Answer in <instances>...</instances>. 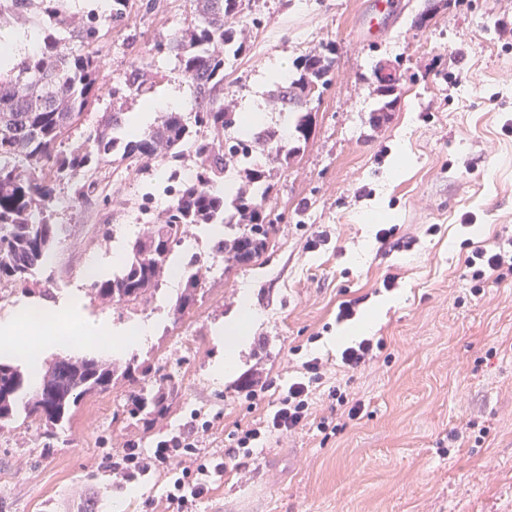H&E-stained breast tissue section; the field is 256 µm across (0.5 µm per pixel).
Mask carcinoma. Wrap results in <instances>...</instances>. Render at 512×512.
I'll return each instance as SVG.
<instances>
[{"instance_id":"obj_1","label":"carcinoma","mask_w":512,"mask_h":512,"mask_svg":"<svg viewBox=\"0 0 512 512\" xmlns=\"http://www.w3.org/2000/svg\"><path fill=\"white\" fill-rule=\"evenodd\" d=\"M69 0H0V21L29 23L41 36L38 48L19 59L0 42V289L23 291L38 284L37 270L61 240L63 225L53 221L56 208L96 205L107 201L105 181L112 171L143 174L159 159L170 169L172 198L163 220L148 224L130 245V254L112 277L90 284L87 296L96 307L147 310L163 286L170 258L197 224H222L228 233L214 245L224 269L245 265L268 247L273 221L265 204L274 190V171L284 168L307 145L312 132L311 87L326 88L333 71L332 49L311 50L295 63V74L280 84L276 99L297 114L294 136L273 128L247 125L224 109V60L240 56L246 44L235 24L250 0H192L193 19L155 47L166 46L183 78L193 88L190 117L163 112L139 136L127 131L130 117L121 109L102 114L84 138L71 140L89 104L100 98L103 59L100 42L124 29L134 6L149 13L157 0H112L107 13L92 10L81 18ZM152 63L130 66L123 84L131 94L154 87ZM203 133L193 153L194 174L177 178L190 129ZM268 148L269 166L246 162L255 146ZM141 166L130 169L128 161ZM234 164L252 185L224 195V170ZM71 194L60 197L64 188ZM209 267L191 259L183 270L184 288L174 314L181 318L203 297ZM37 385L19 365L0 360V432L15 429L19 420L34 422L51 437L69 424L80 402L119 384L136 386L128 396L127 413L153 418L167 414L175 392L172 376L159 367L102 356L55 357L35 369Z\"/></svg>"}]
</instances>
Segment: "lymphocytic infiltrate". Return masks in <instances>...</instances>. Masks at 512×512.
<instances>
[{"label":"lymphocytic infiltrate","instance_id":"lymphocytic-infiltrate-1","mask_svg":"<svg viewBox=\"0 0 512 512\" xmlns=\"http://www.w3.org/2000/svg\"><path fill=\"white\" fill-rule=\"evenodd\" d=\"M472 281L486 284L504 280L512 274V238L472 251L465 260ZM331 367L328 360L315 356L301 365V376L289 384L278 399L275 410L258 422L233 433L234 445L225 449L223 458L207 456L201 448L213 429L211 423L191 424L179 435L158 443L151 452H143L136 441H128L117 456L107 458L105 469L113 484L124 486L153 472L168 478L165 501L172 512H199L204 496L213 482L231 473L238 479L250 474L255 442L278 435L289 437L309 423L320 432L343 431L359 419L365 409L362 398L331 387L326 415L314 414V388L322 384Z\"/></svg>","mask_w":512,"mask_h":512}]
</instances>
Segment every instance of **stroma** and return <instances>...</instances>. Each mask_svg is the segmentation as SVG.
Listing matches in <instances>:
<instances>
[{"label":"stroma","mask_w":512,"mask_h":512,"mask_svg":"<svg viewBox=\"0 0 512 512\" xmlns=\"http://www.w3.org/2000/svg\"><path fill=\"white\" fill-rule=\"evenodd\" d=\"M370 0H257L239 25L250 49L226 70L224 103H250L276 116L275 60L295 63L332 44L333 82L314 103L315 125L303 153L280 170L265 205L274 222L267 250L229 272L214 268L202 301L174 318L181 283L166 277L154 312L81 304L75 317L113 330L151 322L138 360L162 366L177 392L160 420L127 418V388L86 397L56 436L34 425L0 434V512H146L167 482L162 473L112 486L97 464L128 439L152 450L190 423L211 421L205 446L222 455L227 435L270 413L312 356L334 366L320 396L339 385L363 396L366 410L324 438L306 426L266 439L250 480L216 479L201 512H512V277L472 295L463 241L492 244L512 236V0H396L387 34L363 38ZM192 19L190 0H163L159 13L131 12L126 28L105 37L101 99L132 63L152 61L161 78L146 99L193 89L176 60L153 45ZM392 62L401 99L382 124L371 121L378 97L373 68ZM406 154L401 173L394 160ZM109 206L60 210L64 234L39 279L54 299L85 293L90 257L108 260L139 233L137 201L123 174L111 177ZM373 212L389 214L400 247L382 246ZM397 275L385 290L386 275ZM250 297L259 318L237 367L218 379L217 330ZM360 298L359 315L387 302L372 334L385 347L370 369L339 366L340 302ZM272 382L259 397L244 376ZM468 426L461 446L449 435Z\"/></svg>","instance_id":"1"}]
</instances>
